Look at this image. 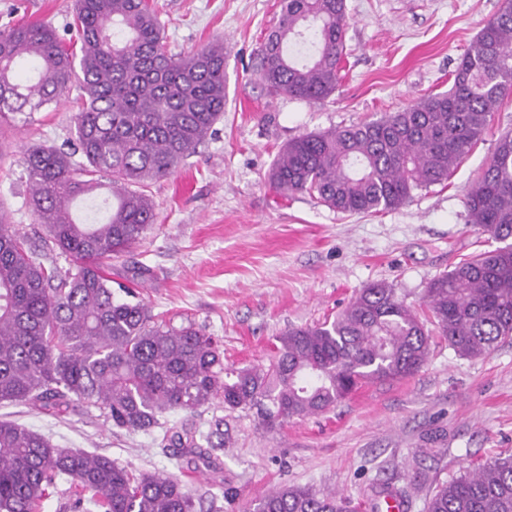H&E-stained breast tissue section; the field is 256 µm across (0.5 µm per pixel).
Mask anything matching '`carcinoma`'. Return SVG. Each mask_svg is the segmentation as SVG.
<instances>
[{"label":"carcinoma","mask_w":512,"mask_h":512,"mask_svg":"<svg viewBox=\"0 0 512 512\" xmlns=\"http://www.w3.org/2000/svg\"><path fill=\"white\" fill-rule=\"evenodd\" d=\"M346 0H280L277 22L258 50L268 93L307 102L329 98L346 55ZM79 49L51 26L22 23L0 34V124L26 123L81 91L66 149L26 154L29 205L45 237L38 246L0 212V403L61 412L74 401L101 410L117 428L148 432L166 415L218 400L257 410L275 424L324 412L358 388L418 372L431 345L427 323L461 357L477 358L512 338V134L494 141L465 197L469 223L505 243L434 278L421 318L376 283L330 322L290 327L266 365L224 366L217 341L187 323L155 320L142 301L112 292V261L156 221L150 182L170 174L224 116V45L173 54L150 0H75ZM30 64L35 77L22 79ZM512 89V0L486 21L451 87L377 119L303 134L277 154L269 177L343 214L396 209L441 185L489 130ZM108 179L112 202L100 221H79L73 205ZM73 258L67 270L46 252ZM130 284L152 268H131ZM179 457L214 465L195 432H174ZM58 479L78 501L104 512H196L177 479L134 470L109 457L58 448L46 436L0 420V512H36ZM250 512H358L345 496L283 484ZM426 512H512V455L436 487Z\"/></svg>","instance_id":"obj_1"}]
</instances>
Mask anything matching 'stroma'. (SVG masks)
Segmentation results:
<instances>
[{
	"instance_id": "35a3bbf8",
	"label": "stroma",
	"mask_w": 512,
	"mask_h": 512,
	"mask_svg": "<svg viewBox=\"0 0 512 512\" xmlns=\"http://www.w3.org/2000/svg\"><path fill=\"white\" fill-rule=\"evenodd\" d=\"M156 3L170 50L223 42L226 75L223 119L168 177L151 184L157 222L125 262L112 264L113 280L122 283L129 265L152 267L153 278L137 292L156 317L204 329L226 364L257 365L285 329L333 319L370 284H388L417 308L433 278L496 248L469 223L464 198L495 138L512 132V94L447 183L393 210L349 216L307 194L278 192L268 175L279 150L302 134L376 119L448 90L452 71L502 0H346L340 79L318 103L270 97L255 71L279 0ZM72 7L73 0H0V33L49 22L69 39ZM78 94L71 89L25 126L0 128V211L33 238L41 226L28 204L22 159L32 146L65 144ZM1 418L58 447L172 475L189 494L209 490L203 512H247L284 483L357 501L386 488L401 512H425L438 483L512 455V339L470 359L433 336L416 374L363 387L325 412L273 428L256 411H231L218 401L169 414V426L192 428L217 446L212 469L181 464L162 430L121 429L78 402L60 415L3 403Z\"/></svg>"
}]
</instances>
